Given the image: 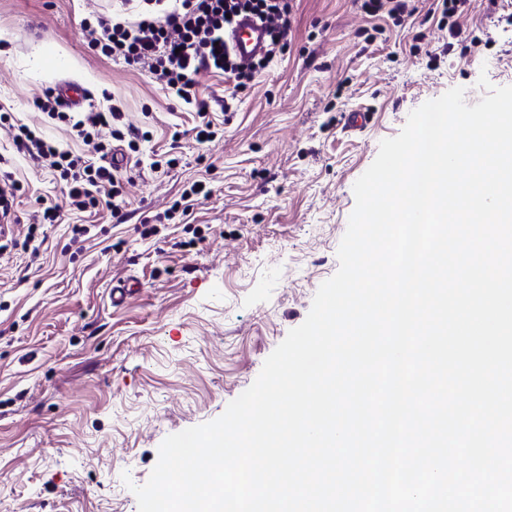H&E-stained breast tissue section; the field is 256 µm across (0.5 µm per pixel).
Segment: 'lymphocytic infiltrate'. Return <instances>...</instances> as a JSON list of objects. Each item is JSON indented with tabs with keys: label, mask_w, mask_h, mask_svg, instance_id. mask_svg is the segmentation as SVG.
Listing matches in <instances>:
<instances>
[{
	"label": "lymphocytic infiltrate",
	"mask_w": 512,
	"mask_h": 512,
	"mask_svg": "<svg viewBox=\"0 0 512 512\" xmlns=\"http://www.w3.org/2000/svg\"><path fill=\"white\" fill-rule=\"evenodd\" d=\"M151 9L128 16L96 15L85 22L91 46L104 56L148 69L169 94L194 106L200 118L195 128L198 142L211 141L217 135L207 104L199 100L195 88L204 73H221L232 81L231 98L250 88L256 75L288 49L293 0H178L168 8L164 0H154ZM249 12L268 24L272 37L266 54L248 65L238 64L224 42L232 17ZM39 109L49 118L70 127L72 134L92 145L100 156L109 150L101 140L102 132L111 138L127 140L137 149L142 135L138 129L115 128L118 109L85 112L74 117L60 111L57 100H39ZM0 128L7 130L16 151L48 169L54 179L64 182L70 205L78 210L96 206L100 196L112 198L113 211H120V183L115 169L64 150L42 132L16 120L12 113H0Z\"/></svg>",
	"instance_id": "f902f5d3"
}]
</instances>
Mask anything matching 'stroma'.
<instances>
[{
	"label": "stroma",
	"instance_id": "35a3bbf8",
	"mask_svg": "<svg viewBox=\"0 0 512 512\" xmlns=\"http://www.w3.org/2000/svg\"><path fill=\"white\" fill-rule=\"evenodd\" d=\"M431 2L397 27L357 0H295L288 53L239 101L225 105L224 75L201 76L198 96L223 128L201 145L187 134L193 107L91 49L82 21L112 0H0V109L88 155L34 105L70 79L86 108L118 106L150 133L126 155L117 219L103 205L72 209L0 129L22 185L19 245L0 251V512H138L122 473L144 484L168 435L221 416L336 273L353 185L380 142L451 88L479 102L480 75L512 85V0H470L454 38ZM356 110L364 129L345 126ZM195 180L212 194L184 219L171 206ZM46 202L59 223L35 224ZM76 224L88 240L74 239ZM31 230L36 256L20 245ZM127 279L136 293L113 305L111 286Z\"/></svg>",
	"mask_w": 512,
	"mask_h": 512
}]
</instances>
